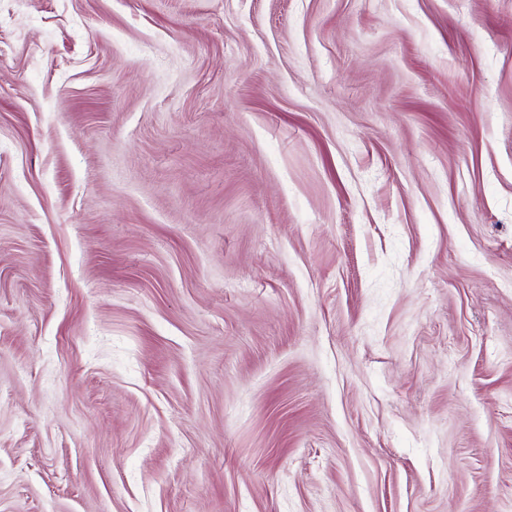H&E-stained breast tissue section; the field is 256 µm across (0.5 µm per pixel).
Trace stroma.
I'll list each match as a JSON object with an SVG mask.
<instances>
[{
  "mask_svg": "<svg viewBox=\"0 0 512 512\" xmlns=\"http://www.w3.org/2000/svg\"><path fill=\"white\" fill-rule=\"evenodd\" d=\"M0 512H512V0H0Z\"/></svg>",
  "mask_w": 512,
  "mask_h": 512,
  "instance_id": "35a3bbf8",
  "label": "stroma"
}]
</instances>
